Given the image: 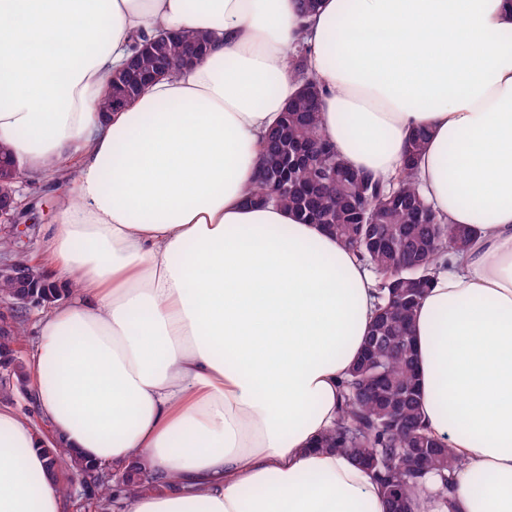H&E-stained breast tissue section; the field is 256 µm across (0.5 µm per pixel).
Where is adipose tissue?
I'll use <instances>...</instances> for the list:
<instances>
[{
	"label": "adipose tissue",
	"instance_id": "obj_1",
	"mask_svg": "<svg viewBox=\"0 0 512 512\" xmlns=\"http://www.w3.org/2000/svg\"><path fill=\"white\" fill-rule=\"evenodd\" d=\"M190 29L210 38L192 66L100 111L134 38ZM294 50L340 156L386 181L425 130L418 184L476 232L416 311L420 414L461 459L454 512H512V0H0V145L25 177L75 162L36 416L0 408V512H61L52 447L111 468L112 512H388L318 445L376 282L319 225L246 201ZM135 461L155 491L124 492Z\"/></svg>",
	"mask_w": 512,
	"mask_h": 512
}]
</instances>
